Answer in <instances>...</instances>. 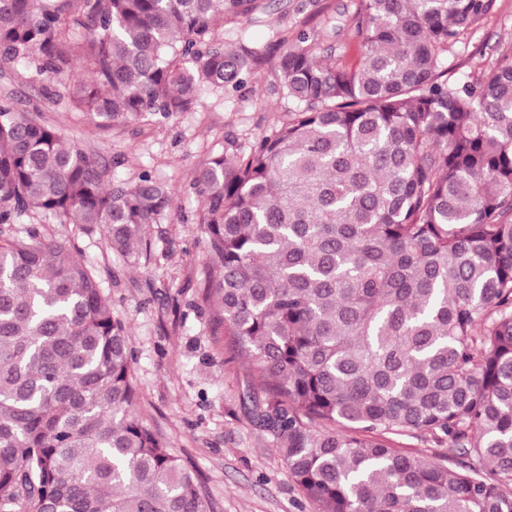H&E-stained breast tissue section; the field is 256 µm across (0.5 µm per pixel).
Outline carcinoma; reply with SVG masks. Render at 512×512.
<instances>
[{
    "label": "carcinoma",
    "mask_w": 512,
    "mask_h": 512,
    "mask_svg": "<svg viewBox=\"0 0 512 512\" xmlns=\"http://www.w3.org/2000/svg\"><path fill=\"white\" fill-rule=\"evenodd\" d=\"M491 5L360 0L358 64L285 48L276 75L297 110L193 172L212 334L245 360L251 422L315 512H512V59L479 86L444 67ZM260 6L0 0V63L67 78L97 129L166 121L252 73V48L216 29ZM108 177L0 100V512H206L139 412L96 268L14 228L102 226L111 252L149 258L170 189ZM426 435L460 460L393 444Z\"/></svg>",
    "instance_id": "1"
}]
</instances>
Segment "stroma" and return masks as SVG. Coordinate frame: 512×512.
Masks as SVG:
<instances>
[{"label": "stroma", "instance_id": "stroma-1", "mask_svg": "<svg viewBox=\"0 0 512 512\" xmlns=\"http://www.w3.org/2000/svg\"><path fill=\"white\" fill-rule=\"evenodd\" d=\"M359 0H263L249 18L226 21L219 40L245 43L258 53L253 74L238 89L206 91L201 106L164 122L109 131L93 129L72 109L59 79L32 69L0 67V98L37 109L70 141H82L112 169L115 180L142 172L172 190L166 222L148 228L150 260L111 255L103 230L43 224L42 232L67 240L101 271L103 294L129 329L140 389L139 410L173 451L193 468L207 512H314L290 477L272 437L250 421L245 366L229 345L215 343L202 293L206 245L195 222L201 205L192 184L196 167L271 135L295 108L274 65L284 46L308 35L325 60L354 64ZM512 58V0H494L488 14L450 51L449 79L482 83L503 57Z\"/></svg>", "mask_w": 512, "mask_h": 512}]
</instances>
